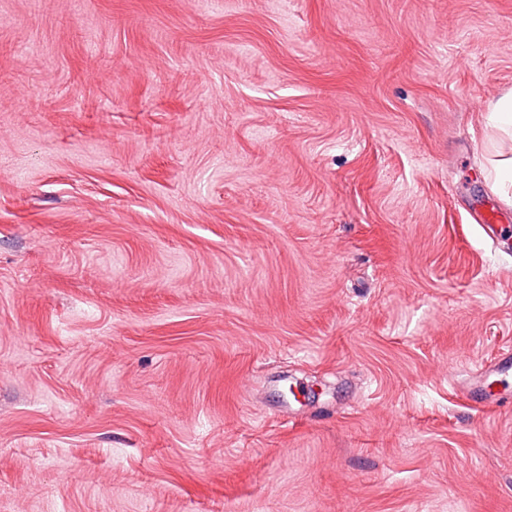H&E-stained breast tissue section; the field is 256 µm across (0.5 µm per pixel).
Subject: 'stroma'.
I'll use <instances>...</instances> for the list:
<instances>
[{
    "label": "stroma",
    "instance_id": "35a3bbf8",
    "mask_svg": "<svg viewBox=\"0 0 512 512\" xmlns=\"http://www.w3.org/2000/svg\"><path fill=\"white\" fill-rule=\"evenodd\" d=\"M509 92L512 0H0V512H512ZM489 112L498 131L512 140V95L491 103Z\"/></svg>",
    "mask_w": 512,
    "mask_h": 512
}]
</instances>
